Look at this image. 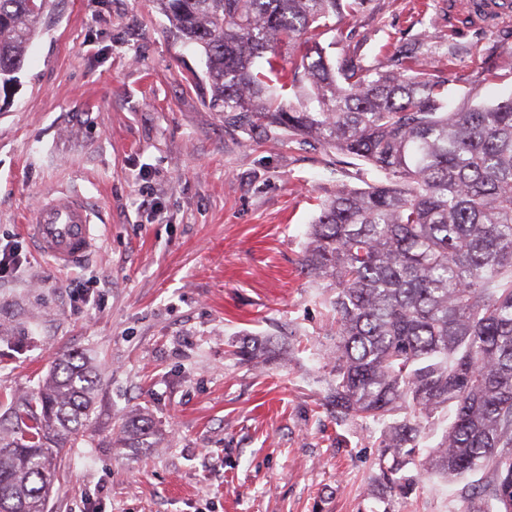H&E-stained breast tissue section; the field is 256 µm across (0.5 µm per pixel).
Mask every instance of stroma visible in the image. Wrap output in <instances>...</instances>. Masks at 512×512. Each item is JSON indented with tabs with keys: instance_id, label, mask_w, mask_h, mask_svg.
<instances>
[{
	"instance_id": "stroma-1",
	"label": "stroma",
	"mask_w": 512,
	"mask_h": 512,
	"mask_svg": "<svg viewBox=\"0 0 512 512\" xmlns=\"http://www.w3.org/2000/svg\"><path fill=\"white\" fill-rule=\"evenodd\" d=\"M47 13L0 98V245L24 259L0 280V409L59 354L101 371L96 423L62 449L48 512H461L440 478L388 505L369 495L381 424L323 406L332 291L302 258L345 179L335 152L225 123L204 56L155 0H50ZM325 39L333 64L378 72L418 47L452 109L512 95V17L461 28L448 0H367ZM57 189L80 190L108 230L63 273L22 230ZM256 337L281 345L276 362L238 358ZM136 407L161 447H113Z\"/></svg>"
}]
</instances>
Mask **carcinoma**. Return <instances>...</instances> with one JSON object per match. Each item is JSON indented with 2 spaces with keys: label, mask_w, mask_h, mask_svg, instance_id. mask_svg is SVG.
Listing matches in <instances>:
<instances>
[{
  "label": "carcinoma",
  "mask_w": 512,
  "mask_h": 512,
  "mask_svg": "<svg viewBox=\"0 0 512 512\" xmlns=\"http://www.w3.org/2000/svg\"><path fill=\"white\" fill-rule=\"evenodd\" d=\"M365 2L157 0L203 50L224 121L312 139L382 176L336 187L302 269L335 293L325 405L386 422L374 463L383 499L440 476L462 484L463 512H512V96L448 112L445 82L416 51L386 73L332 66L323 29ZM46 3L0 0L1 90L17 82ZM237 353L267 361L273 343ZM100 381L97 366L62 355L0 414V512H47L57 457L96 419ZM439 414L448 428L425 448ZM113 434L122 448L162 442L139 410Z\"/></svg>",
  "instance_id": "carcinoma-1"
}]
</instances>
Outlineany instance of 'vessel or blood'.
Here are the masks:
<instances>
[{
  "instance_id": "b4317fda",
  "label": "vessel or blood",
  "mask_w": 512,
  "mask_h": 512,
  "mask_svg": "<svg viewBox=\"0 0 512 512\" xmlns=\"http://www.w3.org/2000/svg\"><path fill=\"white\" fill-rule=\"evenodd\" d=\"M24 230L38 255L61 271L95 252L104 235L93 207L76 190L42 197L35 223L25 225Z\"/></svg>"
}]
</instances>
